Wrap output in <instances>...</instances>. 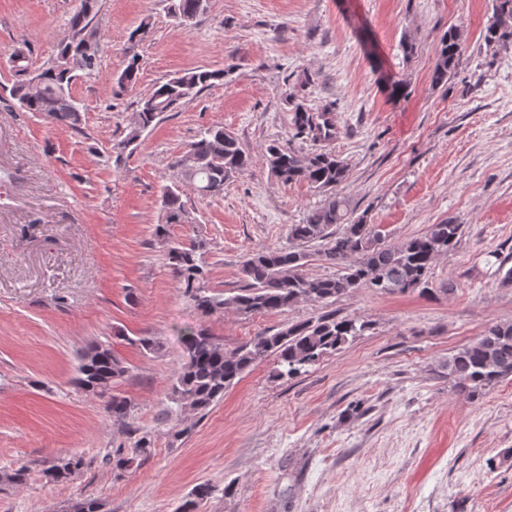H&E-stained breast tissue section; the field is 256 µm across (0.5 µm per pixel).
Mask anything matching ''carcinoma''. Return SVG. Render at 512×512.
<instances>
[{
  "instance_id": "obj_1",
  "label": "carcinoma",
  "mask_w": 512,
  "mask_h": 512,
  "mask_svg": "<svg viewBox=\"0 0 512 512\" xmlns=\"http://www.w3.org/2000/svg\"><path fill=\"white\" fill-rule=\"evenodd\" d=\"M198 0H172L175 20L195 14ZM484 42L492 55L512 50V0H492V13L484 29ZM465 42L464 29L448 28L439 38L431 82L441 85L459 65ZM100 41L80 48L69 42L58 44L56 57L41 67L42 88L30 90L24 61L15 68V80L9 96L24 112H34L45 119L81 130V113L74 111L71 86L80 72L98 65ZM139 57L127 59L116 78L118 87L137 82ZM224 79V71L186 70L156 85L141 97L119 152L135 146L142 132L165 112L178 109L203 90ZM295 135L314 141L329 142L336 138V124L326 113H313L296 103L292 107ZM184 156L175 157L171 168L177 171L173 184L161 195L164 222L155 228V236L164 248L167 266L182 293L207 317L226 308L242 315L284 313L301 301L334 303L336 298L358 288L382 293L421 294L431 292L429 273L433 262L448 253L462 233V225L442 221L430 226L420 236L399 244L385 243L381 232L367 220L352 219L350 200L338 188L347 180L348 168L333 151L319 149L300 154L290 146L270 144L265 159L272 173L284 183L305 182L324 196L320 207L312 210L301 224L288 230V245L265 248L248 255L241 267L244 286L225 296L214 293L207 285L203 262L206 241L195 238L189 243L170 237L173 224H191L193 218L183 200L186 191L201 196H219L233 178L244 174L252 164L237 138L222 125L200 131ZM323 243L319 256L339 268L334 277H312L306 273L311 254L307 246ZM367 323L357 318L337 317L334 313L315 319L288 323L276 332L263 331L242 342L233 350L225 349L221 340L204 329L189 330L182 347V362L174 374L172 401L180 409L206 414L224 398V392L268 356L277 360V376H294L307 371L320 360L363 335ZM448 380L461 395L474 396L512 377V323H493L475 340L455 350L444 365ZM128 367L110 346H89L80 358L78 383L90 395L102 399L112 422L137 436L131 456L117 455L115 468L125 470L139 456L148 454L151 439L139 435L133 424V405L113 393L127 376ZM85 466L83 457H58L43 470L46 483L64 485L77 479ZM28 470L20 467L0 471V484L25 483Z\"/></svg>"
}]
</instances>
